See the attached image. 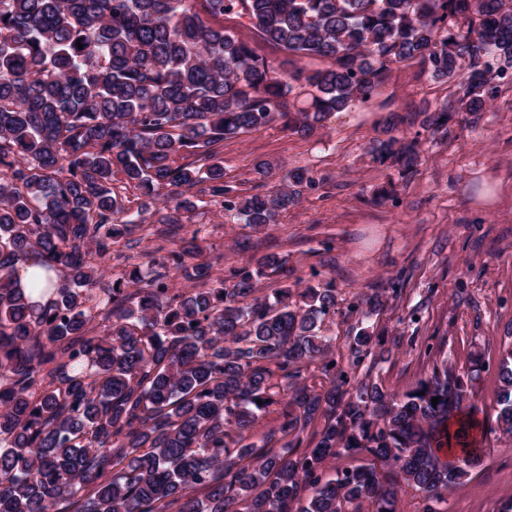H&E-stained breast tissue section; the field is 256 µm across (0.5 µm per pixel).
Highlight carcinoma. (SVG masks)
I'll return each instance as SVG.
<instances>
[{
  "label": "carcinoma",
  "mask_w": 512,
  "mask_h": 512,
  "mask_svg": "<svg viewBox=\"0 0 512 512\" xmlns=\"http://www.w3.org/2000/svg\"><path fill=\"white\" fill-rule=\"evenodd\" d=\"M229 13L319 66L280 71L224 30ZM408 62L455 82L426 129L486 111L512 79V0H0V512H396L407 488L435 512L468 479L483 448L466 389L486 363L435 361L401 395L356 377L391 354L363 325L379 293L353 306L343 364L322 331L336 290L288 286L276 254L215 276L196 228L122 277L95 264L150 214L162 235L181 227L197 208L183 189L201 183L244 223H277L309 170L242 196L217 148L277 120L309 134ZM298 85L305 107L289 100ZM421 145L391 137L368 155L404 181ZM30 259L58 277L46 304L18 281ZM271 276L282 286L259 294ZM498 374L497 428L512 438V350ZM280 403L278 428L253 440ZM343 453L366 463L327 475Z\"/></svg>",
  "instance_id": "1"
}]
</instances>
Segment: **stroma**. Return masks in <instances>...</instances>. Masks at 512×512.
<instances>
[{
  "instance_id": "stroma-1",
  "label": "stroma",
  "mask_w": 512,
  "mask_h": 512,
  "mask_svg": "<svg viewBox=\"0 0 512 512\" xmlns=\"http://www.w3.org/2000/svg\"><path fill=\"white\" fill-rule=\"evenodd\" d=\"M449 95L446 83L420 75L418 65L394 70L369 103L328 114L310 136L277 121L225 140L224 179L240 193L278 188L283 171L308 169L316 184L278 223L256 229L213 203L200 202L192 222L204 225L205 256L215 274L266 254L286 258L289 286L331 285L338 295L326 335L347 352L358 317L351 307L381 293L375 332L401 336L373 375L402 393L429 376L426 346L455 370L474 355L488 368L469 402L487 430L485 455L470 479L445 494L438 512H499L512 500V447L498 441L497 365L512 351V85L492 107L458 115L448 135L423 133V163L409 182H390L367 148L376 140L421 131L426 113ZM272 166L269 174L259 163ZM400 282L392 292V282Z\"/></svg>"
}]
</instances>
